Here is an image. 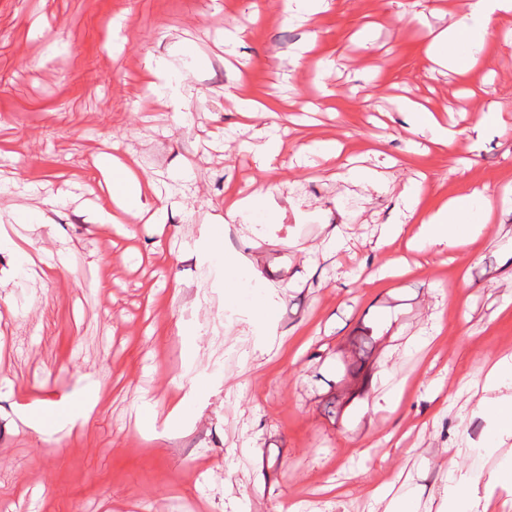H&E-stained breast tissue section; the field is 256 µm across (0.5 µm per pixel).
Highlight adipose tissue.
<instances>
[{"mask_svg": "<svg viewBox=\"0 0 512 512\" xmlns=\"http://www.w3.org/2000/svg\"><path fill=\"white\" fill-rule=\"evenodd\" d=\"M512 14V0H468L463 18L447 28L433 33L428 53L433 62L464 73L480 63L482 53L490 41L494 21ZM400 108L406 114L410 130L427 136L430 144L455 148L461 133L449 128L440 113L405 100ZM99 174L112 180V206L100 210L95 220L102 224L120 225L123 233L133 232V219L144 212H163L164 196L155 187L145 171L116 162L110 154L102 152L96 157ZM494 192L489 186L473 187L456 194L433 209L420 206L418 193L406 192L401 196L402 220L384 225L379 240L387 246L396 240L407 239L421 250L442 254L465 246L478 238L493 213ZM485 387L497 390V397L481 402L480 408L492 419L491 437L512 435V356L498 358L485 376ZM106 385L92 379L86 384L81 397L53 403V413L70 426H85L94 414ZM492 489L512 483V456L504 457L499 466L484 471L475 470L458 489L450 491L443 504L445 512H467L462 493L478 484Z\"/></svg>", "mask_w": 512, "mask_h": 512, "instance_id": "obj_1", "label": "adipose tissue"}]
</instances>
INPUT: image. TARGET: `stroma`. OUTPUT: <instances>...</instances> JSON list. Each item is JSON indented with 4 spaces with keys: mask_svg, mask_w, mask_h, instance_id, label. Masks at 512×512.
Masks as SVG:
<instances>
[{
    "mask_svg": "<svg viewBox=\"0 0 512 512\" xmlns=\"http://www.w3.org/2000/svg\"><path fill=\"white\" fill-rule=\"evenodd\" d=\"M466 2L338 0L295 22L280 0H0V220L28 252L69 260L48 280L0 247V512H387L398 498L435 512L460 476L512 454V439L486 451L477 407L485 361L512 353V205L447 262L375 248L413 179L427 208L512 187V48L489 44L464 75L427 52ZM232 21L244 32L228 46ZM151 58L190 85L184 102L144 92ZM237 96L282 115L288 143L339 141L385 188L290 151L261 169ZM404 97L460 128L501 113L504 131L449 158L407 131ZM98 151L160 180L163 230L91 223L110 204ZM256 183L257 212L225 223L229 191ZM209 237L224 263L201 262ZM393 259L408 271L376 280ZM91 377L112 386L86 427L46 441L22 422Z\"/></svg>",
    "mask_w": 512,
    "mask_h": 512,
    "instance_id": "1",
    "label": "stroma"
}]
</instances>
